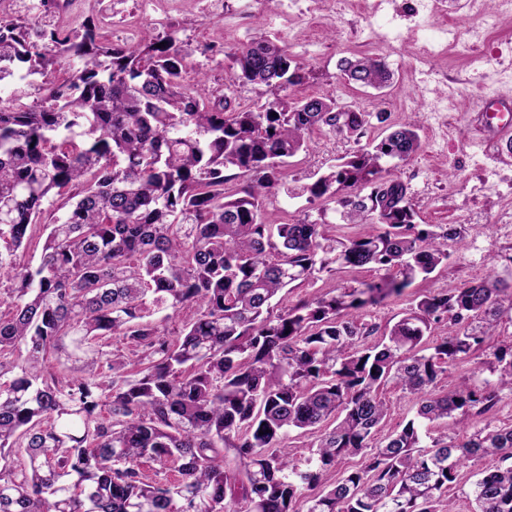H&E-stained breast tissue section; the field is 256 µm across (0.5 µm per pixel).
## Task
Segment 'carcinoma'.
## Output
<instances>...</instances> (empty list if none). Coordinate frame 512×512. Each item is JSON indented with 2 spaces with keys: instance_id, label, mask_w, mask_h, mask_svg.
Instances as JSON below:
<instances>
[{
  "instance_id": "cac0c4a2",
  "label": "carcinoma",
  "mask_w": 512,
  "mask_h": 512,
  "mask_svg": "<svg viewBox=\"0 0 512 512\" xmlns=\"http://www.w3.org/2000/svg\"><path fill=\"white\" fill-rule=\"evenodd\" d=\"M60 8L27 0L0 18V512H438L463 462L486 456L511 464L472 483L471 512H512V426L421 445L424 425L490 421L512 395V348H490L512 284L419 296L379 339L358 315L448 264L463 239L460 225L416 224L407 185L388 177V161L421 150L417 124L389 127L302 189L369 231L338 242L323 216L268 224L264 201L290 192L285 167L310 133L359 139L386 118L331 98L238 110L201 79L187 88L192 51L174 35L110 44L92 17L78 30L51 20ZM229 59L242 83L304 78L272 40ZM342 72L365 87L390 79L368 56ZM232 170L247 180L229 193ZM336 263L387 274L276 308ZM443 321L452 331L437 339ZM487 349L483 386L437 387L446 365ZM389 380L419 407L373 446ZM328 422L306 465L291 463L288 433ZM147 461L177 476L151 479Z\"/></svg>"
}]
</instances>
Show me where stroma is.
I'll use <instances>...</instances> for the list:
<instances>
[{
  "instance_id": "obj_1",
  "label": "stroma",
  "mask_w": 512,
  "mask_h": 512,
  "mask_svg": "<svg viewBox=\"0 0 512 512\" xmlns=\"http://www.w3.org/2000/svg\"><path fill=\"white\" fill-rule=\"evenodd\" d=\"M265 0L251 12L243 0H222V13L205 12V0H178L152 9L146 0H71L64 21L79 25L98 18L109 42L136 43L152 35L175 33L194 46L186 77L194 85L207 75L209 86L241 110L281 98L330 95L337 105L363 112H383L387 124L416 121L421 151L405 162L391 163L393 177L409 186L421 224H460L465 245L431 277L416 281L401 296L364 309L366 322L387 325L418 295L451 290L461 283L491 276L512 279V152L480 143L476 128L484 122L476 104L483 98L512 99V10L499 11L497 25L478 28L468 0H352L341 10L336 0ZM472 38L480 64L460 58L454 34ZM435 54L422 59L426 39ZM271 39L285 47L305 71L298 86L279 91L263 85L232 83L228 55L243 45ZM383 58L392 73L382 89L349 82L341 71L346 59ZM387 124L372 123L363 140L378 142ZM358 142L344 135L314 131L309 148L290 158L289 188L312 183L336 158L357 150ZM324 200L278 194L265 206L264 219L275 223L295 216L318 219ZM381 270H351L335 266L309 285L290 289L292 304L314 292L358 286L381 277Z\"/></svg>"
}]
</instances>
